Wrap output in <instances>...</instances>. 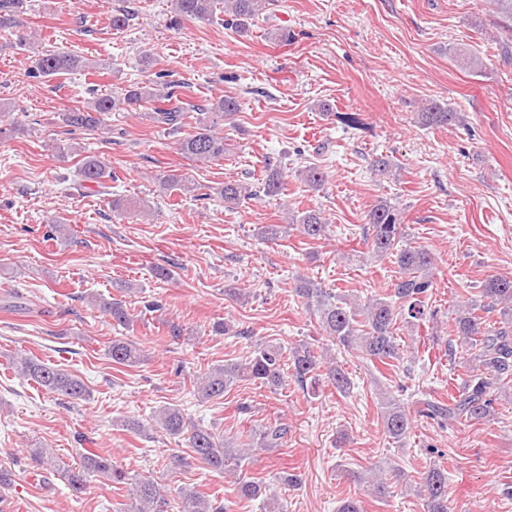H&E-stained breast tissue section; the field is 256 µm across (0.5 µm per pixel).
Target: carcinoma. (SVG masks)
<instances>
[{"mask_svg":"<svg viewBox=\"0 0 512 512\" xmlns=\"http://www.w3.org/2000/svg\"><path fill=\"white\" fill-rule=\"evenodd\" d=\"M169 25L180 28L184 22L212 21L217 14H224V27L232 29L241 37L249 36L253 19L271 5V0H171ZM498 15L497 27L501 34L503 58L512 59V0H494ZM26 0H0V30L19 26L20 15L25 12ZM451 62L470 75L484 73L488 64L480 52L453 46L448 48ZM86 66L82 57L61 49L38 52L31 56L28 73L34 77L52 78L70 73ZM180 85L171 82H154L124 89L118 95H102L83 107H75L62 113L67 127L99 130L105 127L106 118L113 111H120L141 103L151 104L149 119L159 127L177 131L184 125L187 111L177 106ZM240 103L233 97L224 96L212 101L206 111L211 120L200 124L195 131L177 141V150L184 157L208 163L224 157V135L218 121L234 115ZM420 123L427 127H443L458 121V113L436 101L427 102L419 112ZM305 183L313 190L325 181V173L317 166H308L300 171ZM81 176L90 183L101 184L107 178H116L111 167L97 156L87 155L81 162ZM262 189L254 191L235 181H226L219 194L224 204L234 208L246 199L259 194L276 196L282 190V173L271 169ZM299 230L312 239L326 236L327 224L322 214L314 209L296 217ZM372 228V252L377 256L391 255L403 276L392 288V299L372 298L367 306L358 307L345 295L331 288H323L309 278H301L294 287L297 296L305 299L318 317L319 324L331 343L345 351L361 353L370 361L383 364L401 358L400 344L393 334L398 317L421 320L426 317L425 301L433 286L429 271L431 254L419 247L397 248L403 235V227L392 206L381 203L367 215ZM480 303H465L457 308L455 325L460 345L474 350L469 358L470 375L462 389L450 398L449 404L432 400L422 402L418 413L437 422L467 417L487 419L494 415V402L500 382L512 375V279L490 277L482 282L479 291ZM94 305L110 315L114 323L124 328L132 326V314L122 303L94 300ZM480 310L487 314L499 312L501 325L487 323L485 317L475 314ZM108 354L112 362L133 367L144 360L142 349L128 338H114ZM18 371L27 379L47 388L53 393L75 400L88 396L85 382L78 376L35 357L17 360ZM292 370V377L301 388L315 386L319 372L325 376L342 396L350 393L351 379L336 361H325L324 355L307 345L300 344L289 350L280 345L259 344L243 362H232L211 367L196 379V394L202 401L218 400L224 393L242 380L258 381L275 390L285 382V371ZM381 418L385 433L400 442L406 438L412 425L411 413L401 401L388 396L382 402ZM152 421L167 435L181 438L196 458L213 471L231 473L240 498L257 500L264 498V506L275 512L286 509L275 508L274 501L265 497L266 489L244 474L248 452L236 449L224 441V437L189 421L175 406H163L154 412ZM288 434L282 423H271L259 433L258 446L278 448ZM31 460L36 470L56 468L53 454L41 448L33 453ZM95 475L115 484L128 480L125 469L112 461V457L88 453L83 455L80 467L66 471L65 479L70 488L81 492L87 477ZM419 494L424 496L425 512H454L448 500V476L441 468L432 467L421 477ZM181 512H228V505L209 500L192 489L181 492ZM169 502L160 485L152 479H140L132 486V501L127 512H167Z\"/></svg>","mask_w":512,"mask_h":512,"instance_id":"carcinoma-1","label":"carcinoma"}]
</instances>
